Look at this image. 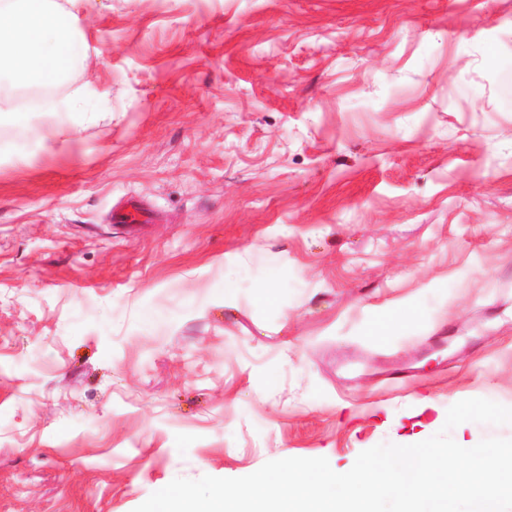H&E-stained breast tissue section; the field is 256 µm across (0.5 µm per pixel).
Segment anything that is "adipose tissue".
<instances>
[{"instance_id":"ef3b65f1","label":"adipose tissue","mask_w":512,"mask_h":512,"mask_svg":"<svg viewBox=\"0 0 512 512\" xmlns=\"http://www.w3.org/2000/svg\"><path fill=\"white\" fill-rule=\"evenodd\" d=\"M93 0H0V157L23 161L33 146H45L50 133L34 143L19 144L16 132L29 130L32 109L14 103L19 90H54L82 67L86 39L77 25L76 11ZM51 111L65 115L71 127L95 121L101 100L80 87L50 100Z\"/></svg>"}]
</instances>
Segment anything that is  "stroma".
<instances>
[{
	"mask_svg": "<svg viewBox=\"0 0 512 512\" xmlns=\"http://www.w3.org/2000/svg\"><path fill=\"white\" fill-rule=\"evenodd\" d=\"M79 26L60 91L111 118L39 113L50 150L0 158V512L349 468L512 407V0H96ZM128 197L157 221L113 223ZM390 304L421 325L367 335ZM51 112H62L72 128L95 121L101 110L100 97L81 86L70 93L48 102Z\"/></svg>",
	"mask_w": 512,
	"mask_h": 512,
	"instance_id": "35a3bbf8",
	"label": "stroma"
}]
</instances>
